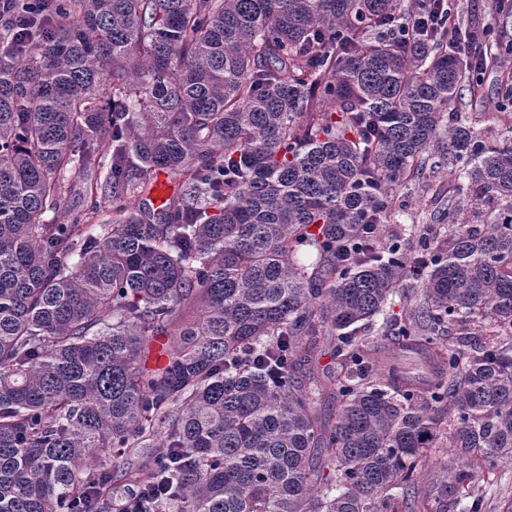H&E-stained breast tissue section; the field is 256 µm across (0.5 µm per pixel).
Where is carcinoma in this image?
Segmentation results:
<instances>
[{
    "label": "carcinoma",
    "mask_w": 512,
    "mask_h": 512,
    "mask_svg": "<svg viewBox=\"0 0 512 512\" xmlns=\"http://www.w3.org/2000/svg\"><path fill=\"white\" fill-rule=\"evenodd\" d=\"M432 8L40 0L0 54V512H109L115 484L135 512H409L444 414L456 464L423 509L482 512L472 471L512 460V136L462 114L497 54L389 36ZM441 165L448 204L382 245ZM159 171L153 216L132 201ZM73 174L111 204L96 236L60 211Z\"/></svg>",
    "instance_id": "1"
}]
</instances>
